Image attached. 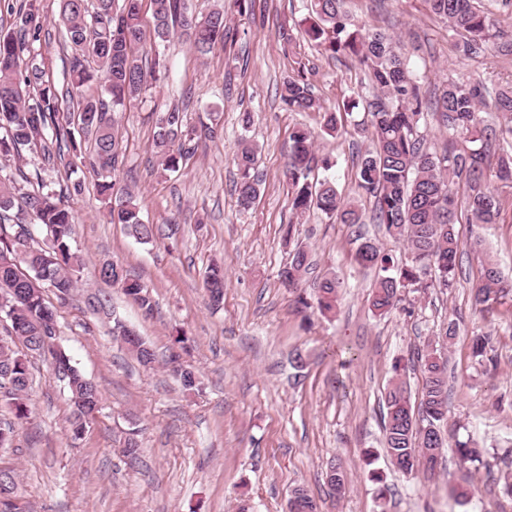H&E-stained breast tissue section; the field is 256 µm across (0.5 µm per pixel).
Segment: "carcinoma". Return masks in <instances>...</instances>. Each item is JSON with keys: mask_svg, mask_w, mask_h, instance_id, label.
Instances as JSON below:
<instances>
[{"mask_svg": "<svg viewBox=\"0 0 512 512\" xmlns=\"http://www.w3.org/2000/svg\"><path fill=\"white\" fill-rule=\"evenodd\" d=\"M63 23L72 62L66 90L60 91L43 80V70L32 55L33 43L40 40L41 27L33 24V14L21 18L20 37L0 34V161L19 155L32 146L40 154L41 166L34 172L20 173V179L36 183L21 192L17 179L0 175V320L10 323L18 346L0 344V389L7 390L17 423L30 415V370L27 355L45 348L52 356L55 371L62 375L70 392L72 407L69 439H84L87 417L76 398L87 403L100 401L97 387L71 363L68 355L45 339L55 340L56 316L46 299L45 289H54L57 299L65 300L77 288L81 257L73 250L74 218L62 192L50 188L41 173L58 167L63 150L82 152V142L75 128L59 121L61 102L76 100L77 125L89 142L88 164L98 179L100 195L111 202L109 218L121 224L136 240L148 243L154 227L141 215L136 194L121 185L122 142L114 113L136 98L150 81L166 73L163 49L175 36L186 38L194 49L208 53L216 44H231V30L224 7L215 6L205 13L188 11L186 0H151L153 4L154 61L146 70L133 52L144 38L141 0H60ZM310 24L308 38L334 58L341 54L355 59L368 71L372 98L366 101L370 119L362 131L370 135L373 148L356 156L357 193L374 198L373 223L407 246L410 260L398 267L392 256L380 252L370 241L359 244L356 262L378 268L372 283L371 310L383 316L403 301L407 288H441L457 283L459 255L463 246L455 224L459 223L452 186L465 178L470 185L466 201V223H495L503 200L498 189L486 184L487 177L512 187V150H496L495 145L512 139V120L498 126L487 124L478 112L483 101L480 85L448 83L442 93L431 99L419 79L404 63L394 39L383 32H370L351 20L343 9L344 0H308ZM432 12L445 20L454 31L464 35L463 54L477 55L489 44L497 51L512 53V32L492 28L488 14L478 0H428ZM31 53L23 61L21 53ZM281 101L288 110L308 112L320 103L303 73L283 82ZM494 106L512 115V88L496 92ZM426 112H438L448 130L460 136L465 147L457 152L439 153L428 146L420 130ZM198 130L187 122L177 106L161 113L156 121L152 152L161 173L180 170V162L195 152ZM233 162L239 177L235 183L237 206L249 210L260 196L262 174L258 150L243 138ZM328 172L334 162L318 159L314 139L304 128L292 134V146L285 175L291 189L290 209L300 219L315 206L329 219L344 224L361 220L356 201L338 192L335 180L325 175L311 181L316 168ZM24 208L14 211L17 195ZM41 226L49 240L46 248L33 246L30 225ZM311 266L310 254L296 249L287 267L280 273L282 283L294 287ZM100 279L121 288L146 314L154 309L148 287L130 277L117 262H107L98 269ZM224 265L213 262L204 288L217 305L224 296ZM341 282L334 276L321 279L316 291V308L328 316L336 311ZM512 295V280L488 261L472 287V302L482 312ZM188 337L178 331L173 336L177 351L167 364L187 392L199 389L195 368L182 360ZM472 357L486 368H496L490 354L489 338L482 333L472 336ZM138 362L151 367L156 362L153 348L143 339L134 350ZM408 363L424 376L419 405L412 404L411 392L401 371L384 393L386 413L383 418L385 452L390 460H399L413 472L415 465L434 470L437 460L429 459L421 449L437 439L445 448L440 426L448 414V359L441 350L419 349ZM457 453L464 462L483 463L480 452L470 440L456 441ZM124 456L132 466L141 464L139 442L125 439ZM4 498L0 512H20L14 502L15 476L0 470Z\"/></svg>", "mask_w": 512, "mask_h": 512, "instance_id": "1", "label": "carcinoma"}]
</instances>
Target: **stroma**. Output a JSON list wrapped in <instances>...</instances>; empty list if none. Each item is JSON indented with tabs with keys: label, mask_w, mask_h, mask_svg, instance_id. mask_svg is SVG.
Listing matches in <instances>:
<instances>
[{
	"label": "stroma",
	"mask_w": 512,
	"mask_h": 512,
	"mask_svg": "<svg viewBox=\"0 0 512 512\" xmlns=\"http://www.w3.org/2000/svg\"><path fill=\"white\" fill-rule=\"evenodd\" d=\"M34 3L45 78L65 88L72 56L58 20L60 0H0V32H12L21 5ZM353 21L399 41L410 71L424 90L447 82L485 87L480 115L500 124L493 107L499 88L512 84V55L487 50L464 56L461 36L449 31L427 0H346ZM237 34L232 49L215 46L199 54L181 38L165 49L167 77L127 102L117 115L125 148L123 185L139 197L152 242L142 244L110 223L108 204L81 157L66 154L50 178L55 187L80 183L68 204L83 259L82 282L57 307V342L101 394L79 446L67 432L69 392L50 358L30 355L33 413L19 430L16 447L0 448V469L12 470L22 512H286L292 488L304 487L319 512H512L504 478L512 472V300L487 314L472 307L470 288L484 258L512 277V189H502L503 207L493 224H458L466 246L456 288L405 290V300L387 316L369 305L373 269L354 255L363 241L375 242L395 263L408 258L403 244L386 237L370 215L373 201L359 198L365 221L343 224L312 210L296 223L284 177L291 136L307 128L319 156L330 157L342 195H353L357 152L372 142L359 130L364 110L345 117L337 135L323 128L324 112L343 101L370 97L371 85L357 62L328 57L304 34L307 0H253L238 12L224 0ZM294 37L285 48L281 25ZM306 68L322 108L291 112L280 93L286 77ZM186 99L192 126L215 127L202 136L182 170L162 175L151 150L158 112ZM249 112V135L260 150V196L246 211L236 205L237 170L232 158L242 133L239 115ZM480 239V250L468 248ZM305 247L313 266L298 289L279 273L291 251ZM106 260L121 263L145 283L156 308L147 316L119 288L102 281ZM224 263V299L212 306L203 288L209 264ZM328 274L342 284L336 314L321 317L299 306L313 299ZM106 300L111 311L133 325L155 349L159 361L145 369L112 336L104 316L86 308L88 294ZM458 325L450 347L441 336ZM191 340L190 361L199 391L185 392L164 360L175 329ZM491 336L498 368L482 372L471 359V335ZM444 348L448 359L449 436L472 438L484 451V465L461 462L454 448L434 472L404 474L383 451L384 391L396 360L423 347ZM306 360L293 367L295 353ZM137 430L143 463L132 468L121 452ZM347 475L343 494L326 483L331 465ZM381 472L388 491L379 495L371 479ZM471 491L461 506L451 487Z\"/></svg>",
	"instance_id": "1"
}]
</instances>
